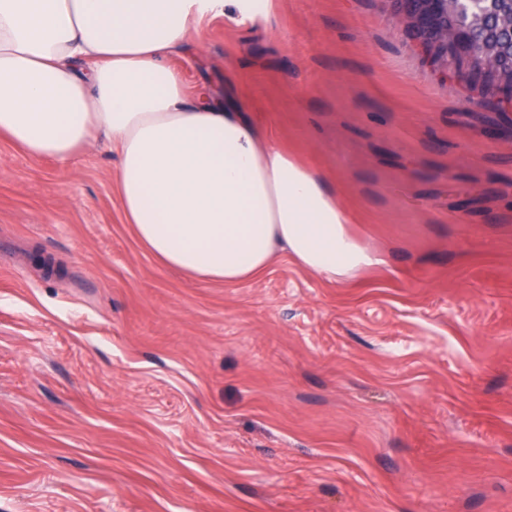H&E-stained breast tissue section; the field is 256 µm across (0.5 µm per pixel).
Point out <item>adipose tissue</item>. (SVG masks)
Here are the masks:
<instances>
[{
    "label": "adipose tissue",
    "instance_id": "obj_1",
    "mask_svg": "<svg viewBox=\"0 0 512 512\" xmlns=\"http://www.w3.org/2000/svg\"><path fill=\"white\" fill-rule=\"evenodd\" d=\"M227 5L269 0H0V137L63 165L106 141L127 222L190 276L240 283L281 252L328 277L378 264L323 177L166 63Z\"/></svg>",
    "mask_w": 512,
    "mask_h": 512
}]
</instances>
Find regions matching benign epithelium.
Masks as SVG:
<instances>
[{"instance_id":"1","label":"benign epithelium","mask_w":512,"mask_h":512,"mask_svg":"<svg viewBox=\"0 0 512 512\" xmlns=\"http://www.w3.org/2000/svg\"><path fill=\"white\" fill-rule=\"evenodd\" d=\"M398 15L422 48L443 67L448 60L463 56L487 65L488 57L499 60L498 72L508 80L507 102L512 105V24L484 29L478 39L472 28L488 17L508 10L512 18V0H392Z\"/></svg>"}]
</instances>
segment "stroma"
Returning <instances> with one entry per match:
<instances>
[{
	"mask_svg": "<svg viewBox=\"0 0 512 512\" xmlns=\"http://www.w3.org/2000/svg\"><path fill=\"white\" fill-rule=\"evenodd\" d=\"M380 264H160L100 143L0 142V512H512V108L391 0L203 16L168 58ZM482 109L467 112L465 98Z\"/></svg>",
	"mask_w": 512,
	"mask_h": 512,
	"instance_id": "obj_1",
	"label": "stroma"
}]
</instances>
